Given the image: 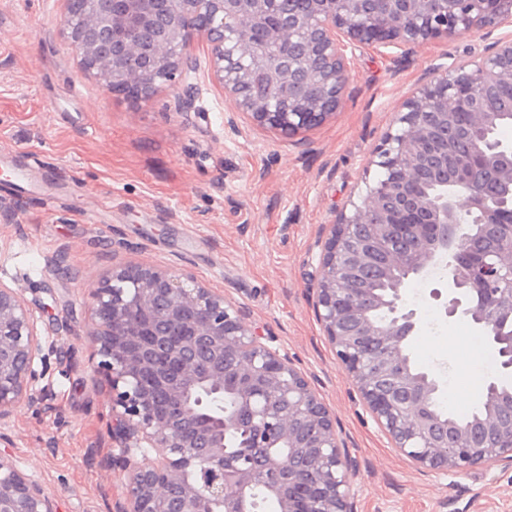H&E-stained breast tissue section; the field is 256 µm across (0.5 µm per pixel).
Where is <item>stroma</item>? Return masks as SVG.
<instances>
[{"mask_svg": "<svg viewBox=\"0 0 512 512\" xmlns=\"http://www.w3.org/2000/svg\"><path fill=\"white\" fill-rule=\"evenodd\" d=\"M64 0H0V283L21 289L51 353L41 400L0 422L4 453L60 512H115L127 475L112 467V408L89 362V289L113 265L189 272L224 292L266 344L286 353L335 415L358 464L357 512H512V467L443 476L412 465L363 408L317 321L315 243L358 200L377 167L373 150L400 103L432 68L479 62L494 38L474 30L404 50L347 49L349 84L336 116L293 139L244 114L227 122L224 90L205 42L190 101L163 87L133 102L108 94L60 32ZM27 170L31 189L12 172ZM441 278L411 281L422 316L409 352L447 380L471 356L449 337L474 336L433 299Z\"/></svg>", "mask_w": 512, "mask_h": 512, "instance_id": "obj_1", "label": "stroma"}]
</instances>
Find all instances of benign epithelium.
I'll list each match as a JSON object with an SVG mask.
<instances>
[{
  "label": "benign epithelium",
  "instance_id": "benign-epithelium-1",
  "mask_svg": "<svg viewBox=\"0 0 512 512\" xmlns=\"http://www.w3.org/2000/svg\"><path fill=\"white\" fill-rule=\"evenodd\" d=\"M61 29L84 68L109 92L145 99L190 78L186 48L207 43L211 71L229 111L289 139L316 128L341 107L349 45H419L482 28L512 26V0H104L74 21L65 0ZM203 14L204 28L186 22ZM264 72L276 95L253 97L249 76ZM512 83V35L474 65L433 76L403 101L398 128L371 165L388 173L342 209L317 242L314 310L324 335L351 375L362 405L415 467L457 475L512 465V392L491 381L473 423L441 422L431 409L440 390L417 369L407 346L421 331L417 310L402 302L408 280L448 269V318L467 319L512 371V145L491 138L505 115L481 105L479 83ZM464 112L473 132L466 152L421 121ZM495 175V188L484 182ZM384 286L360 287L372 268ZM93 371L112 401V464L127 473L120 512H204L231 499L246 512L257 475L282 512H306L294 493L307 487L313 512H354L357 461L336 417L286 353L264 344L238 308L192 274L157 266L112 269L87 293ZM388 318L378 322L374 313ZM46 353L18 288L0 284V419L37 399L35 365ZM167 392L164 413L156 390ZM229 394L232 409L197 410ZM241 435L230 452L227 433ZM156 451L157 457L149 454ZM0 512H57L55 500L13 460L0 455Z\"/></svg>",
  "mask_w": 512,
  "mask_h": 512
}]
</instances>
